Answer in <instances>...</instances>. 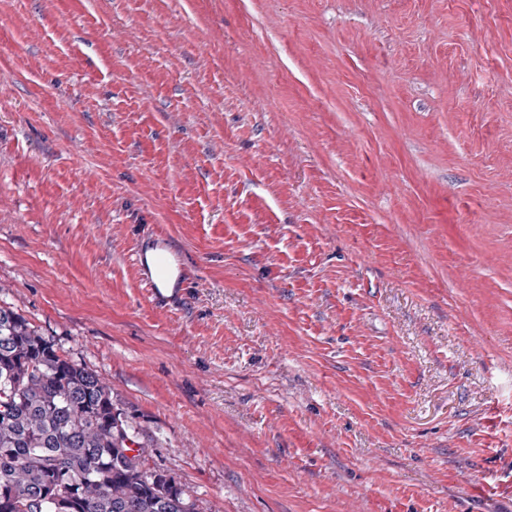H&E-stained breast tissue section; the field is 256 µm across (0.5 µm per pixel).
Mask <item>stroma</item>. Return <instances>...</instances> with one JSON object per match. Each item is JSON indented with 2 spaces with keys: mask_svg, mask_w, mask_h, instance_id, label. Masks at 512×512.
Instances as JSON below:
<instances>
[{
  "mask_svg": "<svg viewBox=\"0 0 512 512\" xmlns=\"http://www.w3.org/2000/svg\"><path fill=\"white\" fill-rule=\"evenodd\" d=\"M1 59L0 305L149 467L204 512H512V0H0ZM160 235H146L136 244L133 253V265L138 279L146 289L151 302L157 306L166 305L173 297H178L186 287L188 275L180 256L172 249L162 248L156 252L153 259V270L147 263L143 251V243L148 238H157ZM175 274L174 288H162L163 281H168Z\"/></svg>",
  "mask_w": 512,
  "mask_h": 512,
  "instance_id": "1",
  "label": "stroma"
}]
</instances>
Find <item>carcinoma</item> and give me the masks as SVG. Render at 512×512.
<instances>
[{
    "label": "carcinoma",
    "mask_w": 512,
    "mask_h": 512,
    "mask_svg": "<svg viewBox=\"0 0 512 512\" xmlns=\"http://www.w3.org/2000/svg\"><path fill=\"white\" fill-rule=\"evenodd\" d=\"M95 371L0 305V512H200Z\"/></svg>",
    "instance_id": "obj_1"
}]
</instances>
